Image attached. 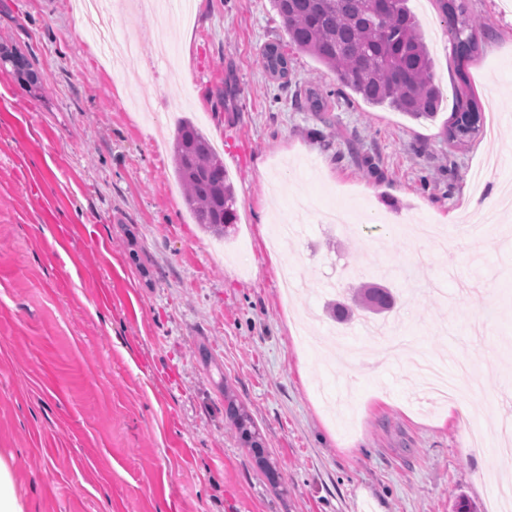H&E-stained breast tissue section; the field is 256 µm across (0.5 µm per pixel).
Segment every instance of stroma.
Masks as SVG:
<instances>
[{
	"mask_svg": "<svg viewBox=\"0 0 512 512\" xmlns=\"http://www.w3.org/2000/svg\"><path fill=\"white\" fill-rule=\"evenodd\" d=\"M196 2L188 25L133 15L138 52L117 75L82 0H0V49L42 78L0 66V464L23 512H452L460 494L485 512L512 469L497 452L512 427V217L474 233L463 203L476 172L512 181V0H468L484 124L463 143L443 134L460 80L435 6L409 0L442 93L434 119L414 120L341 91L270 0ZM269 42L287 82L260 60ZM183 118L221 143L230 241L184 204ZM339 197L370 221L322 223ZM434 217L458 249L407 233ZM286 219L300 233L273 247ZM286 263L308 291L284 295ZM370 285L396 303L367 320L448 375L472 363L468 422L326 312ZM227 412L242 437H244L246 442L250 443V447L254 451L257 463L261 467H268L267 459L264 457V448L261 442L257 440L256 432H253L251 429L253 427V422L251 421L250 416L243 409H240L233 401L228 402Z\"/></svg>",
	"mask_w": 512,
	"mask_h": 512,
	"instance_id": "stroma-1",
	"label": "stroma"
}]
</instances>
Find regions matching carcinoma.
Here are the masks:
<instances>
[{
  "instance_id": "cac0c4a2",
  "label": "carcinoma",
  "mask_w": 512,
  "mask_h": 512,
  "mask_svg": "<svg viewBox=\"0 0 512 512\" xmlns=\"http://www.w3.org/2000/svg\"><path fill=\"white\" fill-rule=\"evenodd\" d=\"M408 2L392 0L381 10L374 0H271L289 43L334 72L341 86L367 104L387 106L416 120H432L440 91L433 82V59ZM435 4L449 27L457 74L465 84L463 67L479 49L480 24L467 13L464 0H435ZM261 60L273 76L287 78V59L279 44H265ZM0 62L11 63L31 83L41 82L20 55L0 51ZM455 112L461 116L445 125L446 138L453 139L455 130L466 133L483 126L482 112L472 95L466 96L465 103H456ZM174 175L185 189L184 199L196 223L220 237L238 223L233 185L224 162L190 120L180 121L176 130ZM227 412L250 443L257 463L268 467L250 416L232 401Z\"/></svg>"
}]
</instances>
